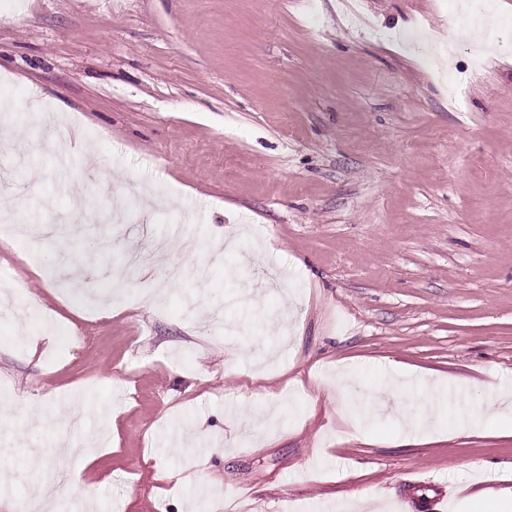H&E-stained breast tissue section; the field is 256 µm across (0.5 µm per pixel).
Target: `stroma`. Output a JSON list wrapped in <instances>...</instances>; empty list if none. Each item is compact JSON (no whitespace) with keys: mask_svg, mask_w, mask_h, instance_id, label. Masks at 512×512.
I'll return each mask as SVG.
<instances>
[{"mask_svg":"<svg viewBox=\"0 0 512 512\" xmlns=\"http://www.w3.org/2000/svg\"><path fill=\"white\" fill-rule=\"evenodd\" d=\"M463 2L0 0V173L59 231L0 242L39 299L0 316V498L61 442L59 512H477L472 488H512V0L478 70ZM393 379L443 381L433 425Z\"/></svg>","mask_w":512,"mask_h":512,"instance_id":"stroma-1","label":"stroma"}]
</instances>
